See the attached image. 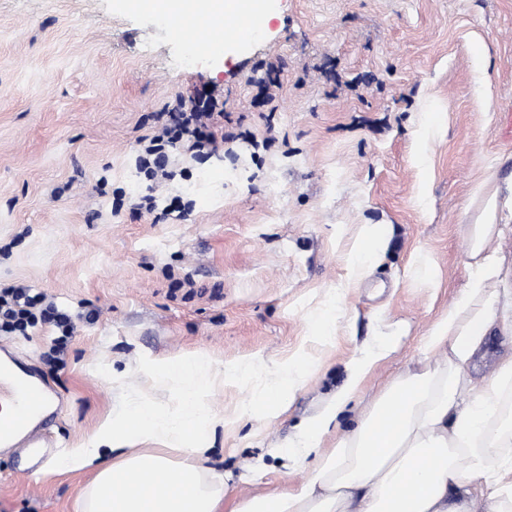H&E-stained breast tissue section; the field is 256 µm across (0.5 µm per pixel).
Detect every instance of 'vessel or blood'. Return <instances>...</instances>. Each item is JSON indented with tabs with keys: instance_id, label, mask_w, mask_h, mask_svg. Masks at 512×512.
<instances>
[{
	"instance_id": "vessel-or-blood-1",
	"label": "vessel or blood",
	"mask_w": 512,
	"mask_h": 512,
	"mask_svg": "<svg viewBox=\"0 0 512 512\" xmlns=\"http://www.w3.org/2000/svg\"><path fill=\"white\" fill-rule=\"evenodd\" d=\"M243 17H214L207 21L174 16L168 20L170 36L192 45L196 53L214 50L222 40L236 38ZM12 406L9 415L0 417V445L10 446L21 439L24 447L38 461L53 454V439L46 433L44 423L55 403V395L43 381L22 375L14 368L11 355H0V405Z\"/></svg>"
}]
</instances>
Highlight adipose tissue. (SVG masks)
Returning a JSON list of instances; mask_svg holds the SVG:
<instances>
[{
	"label": "adipose tissue",
	"instance_id": "obj_1",
	"mask_svg": "<svg viewBox=\"0 0 512 512\" xmlns=\"http://www.w3.org/2000/svg\"><path fill=\"white\" fill-rule=\"evenodd\" d=\"M122 8L160 17L208 19L247 13L262 16L264 0H122ZM494 227L474 225L467 255V284L423 338L424 364L398 377L335 445L325 437L355 399L366 376L393 351L388 340L369 346L351 364L348 385L312 418L288 450V467L308 469L298 485L235 500L231 512H476L496 501L512 512V429L499 422L501 389L512 383V354L494 379L466 393L472 357L483 342L499 300L490 280L500 272ZM387 246L383 229L365 225L347 258L350 278L364 279ZM147 374L177 381L175 409L144 398L105 420L80 446L67 448L60 473H87L81 512H222L229 477L205 462L222 415L205 407L216 372L200 355L149 364ZM310 367L291 361L272 372L254 404L270 419L285 414ZM178 457H170V450Z\"/></svg>",
	"mask_w": 512,
	"mask_h": 512
}]
</instances>
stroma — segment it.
Wrapping results in <instances>:
<instances>
[{
  "label": "stroma",
  "mask_w": 512,
  "mask_h": 512,
  "mask_svg": "<svg viewBox=\"0 0 512 512\" xmlns=\"http://www.w3.org/2000/svg\"><path fill=\"white\" fill-rule=\"evenodd\" d=\"M268 3L247 40L199 55L118 0H0V287L26 285L74 324L54 366L49 320L0 331V346L56 392L62 449L134 399L168 405L143 360L253 362L248 378L217 377L206 403L232 420L210 466L233 473L240 498L305 479L283 452L368 344L398 339L339 417L342 433L423 359L486 218L498 285L512 286V143L497 132L512 109V0ZM269 79L281 85L274 112L258 97ZM209 95L215 150L193 158L170 144L174 179H148L140 138L165 108ZM367 224L389 245L353 284L346 258ZM331 299L325 339L311 320ZM510 351L512 333L492 328L472 387ZM293 359L312 372L287 413L243 415ZM10 459L0 452V512H78L87 474L49 463L18 481Z\"/></svg>",
  "instance_id": "stroma-1"
}]
</instances>
